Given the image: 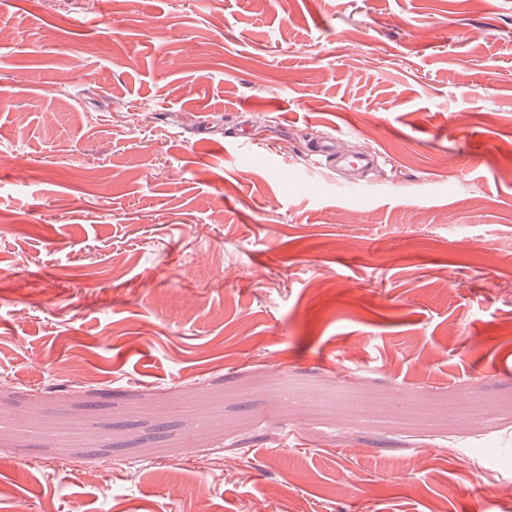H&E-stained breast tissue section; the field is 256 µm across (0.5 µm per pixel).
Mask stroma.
<instances>
[{"label": "stroma", "mask_w": 512, "mask_h": 512, "mask_svg": "<svg viewBox=\"0 0 512 512\" xmlns=\"http://www.w3.org/2000/svg\"><path fill=\"white\" fill-rule=\"evenodd\" d=\"M0 97V512H504L512 0H0Z\"/></svg>", "instance_id": "1"}]
</instances>
